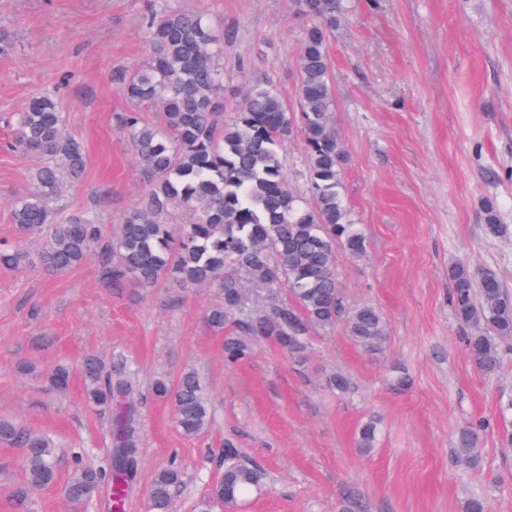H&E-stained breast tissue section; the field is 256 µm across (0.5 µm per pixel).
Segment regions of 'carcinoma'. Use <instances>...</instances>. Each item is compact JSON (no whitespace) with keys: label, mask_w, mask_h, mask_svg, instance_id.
I'll return each instance as SVG.
<instances>
[{"label":"carcinoma","mask_w":512,"mask_h":512,"mask_svg":"<svg viewBox=\"0 0 512 512\" xmlns=\"http://www.w3.org/2000/svg\"><path fill=\"white\" fill-rule=\"evenodd\" d=\"M307 24L298 54L300 108L292 112L270 81L253 84L240 106L224 117V38L199 9L149 0L143 17L148 48L136 70H112V88L130 108L113 114L115 130L140 164L148 188L136 207L109 233L96 207L67 213L60 205L64 188L80 182L87 157L67 132V119L55 93L36 91L12 117L14 146L38 159L30 172L32 189L11 209L19 237L42 236L35 254L23 244H0V266L37 265L46 272L72 270L89 258L112 286L144 290L163 284L209 287L220 302L210 307L213 329L230 328L224 338V363L251 356L248 337L273 342L295 363L305 364L315 329L343 328L357 345L379 350L387 328L373 305H346L337 282L336 251L362 257L367 239L352 222L342 194L347 154L336 134L334 85L328 55L330 32L343 11L342 0H297ZM159 113L151 122L144 113ZM302 132L307 191L300 193L284 175V142ZM189 216L185 224L178 219ZM488 235L507 228L487 207ZM449 305L470 328L466 350L477 368L496 373L504 360L503 342L512 339V294L495 272L458 262L448 270ZM87 402L108 415L110 452L97 462L73 452V473L64 492L74 503L93 500L100 485L110 486L119 507L133 488L139 465L138 392L124 362L87 357L81 365ZM326 385L340 395L354 391L344 374ZM153 392L170 397L175 423L187 437L213 422L206 385L193 369L175 382L158 378ZM484 424L456 432L462 465L475 469ZM379 422L370 418L358 429L356 445L365 455L376 448ZM0 439L24 450L23 497L55 482L57 445L47 435L22 431L0 419ZM224 473L197 512L234 507L240 499L267 488L264 467L242 459L231 443L224 448ZM184 484L181 469L159 470L148 489L156 512H170Z\"/></svg>","instance_id":"carcinoma-1"}]
</instances>
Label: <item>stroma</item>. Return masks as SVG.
I'll return each instance as SVG.
<instances>
[{
    "label": "stroma",
    "mask_w": 512,
    "mask_h": 512,
    "mask_svg": "<svg viewBox=\"0 0 512 512\" xmlns=\"http://www.w3.org/2000/svg\"><path fill=\"white\" fill-rule=\"evenodd\" d=\"M182 2L206 10L225 35V113L266 79L297 108L305 18L295 0ZM144 10V0H0V33L10 41L0 56V243L18 236L11 203L37 163L5 150L9 120L35 91H57L86 150L82 182L64 193L69 211L100 205L110 231L144 194L146 179L113 128L126 103L110 80L113 68L147 58ZM328 52L348 155L343 195L368 242L361 258L338 253V285L348 305L381 311L383 351L336 329L315 335L306 364L256 339L251 359L230 369L224 336L206 321L214 289L113 288L92 260L59 274L0 267V418L52 437L60 459L56 483L21 498L24 453L0 441V512H111L107 489L89 504L63 493L74 449L96 459L111 448L80 378L63 392L49 381L57 366L77 367L87 355L121 357L137 370L139 472L124 512H150L149 484L172 464L186 474L172 512H194L222 473L211 456L228 441L274 484L233 512H338L347 499L364 512H461L475 493L490 512H512V450L499 413L501 395L512 394V353L499 374H482L448 305L457 261L494 271L512 291V0H346ZM488 199L503 236L484 231ZM394 366L406 370L408 387L392 386ZM187 367L205 378L216 415L196 437L182 435L171 403L152 393L156 378ZM335 371L352 380L353 394L326 388ZM372 416L382 432L364 455L356 431ZM474 420L489 427L479 467L467 470L454 440Z\"/></svg>",
    "instance_id": "stroma-1"
}]
</instances>
